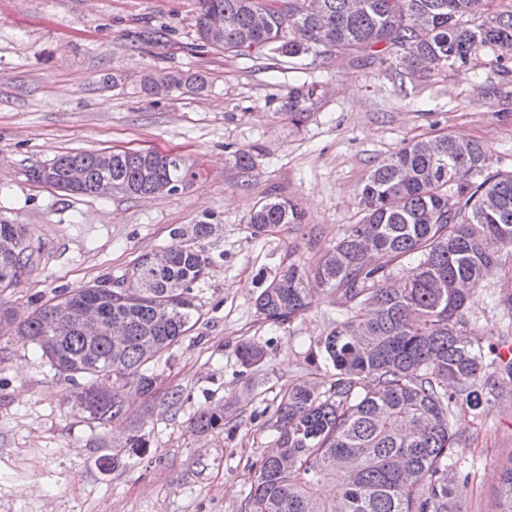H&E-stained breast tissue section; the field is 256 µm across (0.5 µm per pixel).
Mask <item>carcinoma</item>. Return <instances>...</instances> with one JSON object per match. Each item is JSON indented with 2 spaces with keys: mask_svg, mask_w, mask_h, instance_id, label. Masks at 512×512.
<instances>
[{
  "mask_svg": "<svg viewBox=\"0 0 512 512\" xmlns=\"http://www.w3.org/2000/svg\"><path fill=\"white\" fill-rule=\"evenodd\" d=\"M196 0V33L204 46L226 53L290 58L309 52L326 58L347 52L388 55L411 72L445 68L464 73L468 61L495 56L512 72V0ZM224 15V33L212 35L211 15ZM202 91L206 76L149 75ZM86 179L72 189L68 172ZM179 157L112 152L102 171L95 151H69L27 171L36 184L69 195L114 192L161 195L186 181ZM363 216L327 249L315 266L297 259L259 292L265 320L284 323L309 311L316 294L336 293L345 317L317 343L313 359L334 370L323 382L285 388L275 408L273 448L262 457L248 496V512H460L470 472L458 468L463 440L451 427L464 405L476 418L498 397L499 379L512 380V358L483 346L469 307L473 291L512 261V171H491L482 145L454 134L405 143L378 162L362 182ZM287 200H262L249 219L255 235L279 224H299ZM212 224L172 230L163 248L167 264L144 253L112 282L57 296L24 317L0 307V333L24 336L52 369L88 390L72 399L88 419L123 415L136 394H152V370L192 328L199 315L195 287L208 274L205 243ZM19 249L0 255V282L15 285L29 270L34 249L25 228L0 221V236ZM415 264L402 276L394 263ZM94 304L103 328L89 336L79 308ZM241 365L263 359L254 342L237 347ZM199 432L224 426V409H200ZM497 512H512V462L503 467Z\"/></svg>",
  "mask_w": 512,
  "mask_h": 512,
  "instance_id": "obj_1",
  "label": "carcinoma"
}]
</instances>
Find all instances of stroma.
Masks as SVG:
<instances>
[{
	"instance_id": "35a3bbf8",
	"label": "stroma",
	"mask_w": 512,
	"mask_h": 512,
	"mask_svg": "<svg viewBox=\"0 0 512 512\" xmlns=\"http://www.w3.org/2000/svg\"><path fill=\"white\" fill-rule=\"evenodd\" d=\"M195 0H0V220L25 225L34 265L0 302L31 300L121 276L170 231L214 224L215 262L196 287L200 318L159 362L155 392L113 422L96 424L68 402L75 386L40 351L0 335V512H246L250 483L275 437L281 392L327 377L309 355L344 311L317 295L289 323L263 320L255 298L288 257L316 263L362 217L357 190L370 169L405 143L443 133L479 141L491 169L512 170V73L478 57L467 73L422 78L384 56H236L196 40ZM203 73L207 90L150 95L149 74ZM308 114L294 125L291 96ZM153 150L181 157L187 183L161 196L67 195L27 180L28 169L73 150ZM253 154L242 172L235 154ZM297 204L299 224L259 236L257 202ZM498 282L471 299L485 343L512 342ZM258 343L262 363L236 354ZM183 400L173 404L171 395ZM224 426L193 431L202 408ZM460 456L473 484L461 512H496L512 458V389L483 418L454 410ZM145 447L129 448L131 427ZM119 455L116 469L101 458Z\"/></svg>"
}]
</instances>
